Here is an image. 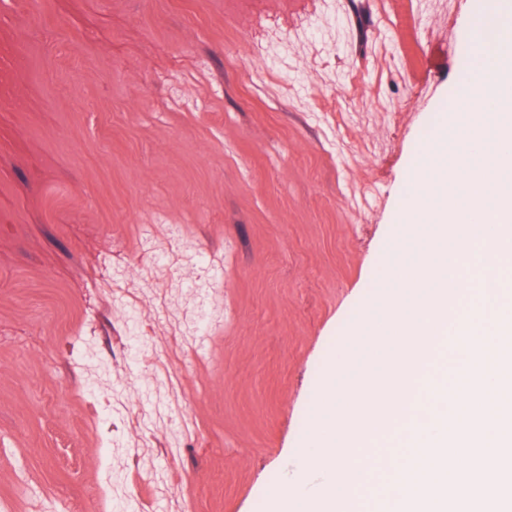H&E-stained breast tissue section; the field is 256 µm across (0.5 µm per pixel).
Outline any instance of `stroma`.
Returning a JSON list of instances; mask_svg holds the SVG:
<instances>
[{"label": "stroma", "instance_id": "obj_1", "mask_svg": "<svg viewBox=\"0 0 512 512\" xmlns=\"http://www.w3.org/2000/svg\"><path fill=\"white\" fill-rule=\"evenodd\" d=\"M478 7L0 0V512H266Z\"/></svg>", "mask_w": 512, "mask_h": 512}]
</instances>
